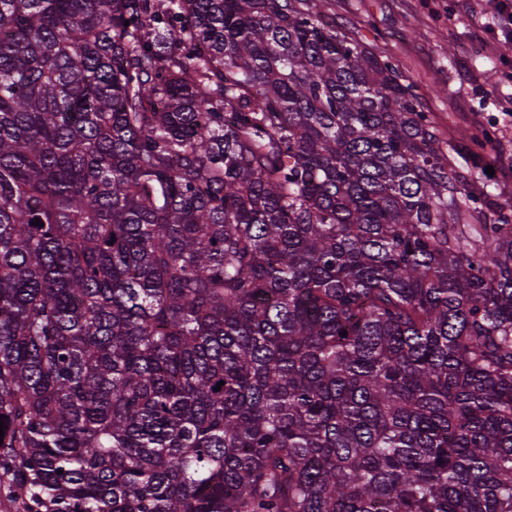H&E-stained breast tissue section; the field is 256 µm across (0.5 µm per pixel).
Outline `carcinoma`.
<instances>
[{"mask_svg": "<svg viewBox=\"0 0 512 512\" xmlns=\"http://www.w3.org/2000/svg\"><path fill=\"white\" fill-rule=\"evenodd\" d=\"M475 162L319 0H0V469L44 512H512Z\"/></svg>", "mask_w": 512, "mask_h": 512, "instance_id": "carcinoma-1", "label": "carcinoma"}]
</instances>
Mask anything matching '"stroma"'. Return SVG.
I'll list each match as a JSON object with an SVG mask.
<instances>
[{"instance_id": "35a3bbf8", "label": "stroma", "mask_w": 512, "mask_h": 512, "mask_svg": "<svg viewBox=\"0 0 512 512\" xmlns=\"http://www.w3.org/2000/svg\"><path fill=\"white\" fill-rule=\"evenodd\" d=\"M326 12L390 57L445 140L490 134L481 162L512 163V53L497 40L494 0H328Z\"/></svg>"}]
</instances>
